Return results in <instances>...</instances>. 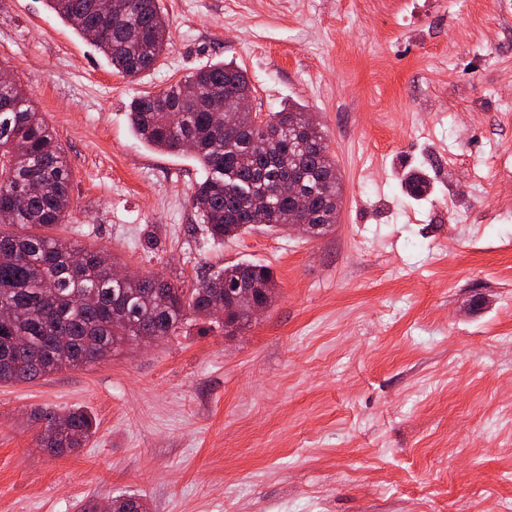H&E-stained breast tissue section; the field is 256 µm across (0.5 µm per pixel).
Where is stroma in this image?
Instances as JSON below:
<instances>
[{
	"label": "stroma",
	"instance_id": "1",
	"mask_svg": "<svg viewBox=\"0 0 512 512\" xmlns=\"http://www.w3.org/2000/svg\"><path fill=\"white\" fill-rule=\"evenodd\" d=\"M170 45L116 73L43 0H0V71L31 89L72 169L53 236L189 288L248 262L277 285L235 335L201 322L105 361L0 384V512H469L512 505L498 443L512 354V0H160ZM224 60L261 112L297 103L343 181L335 226L211 239L205 173L133 133L143 94ZM423 170L432 193L401 187ZM482 169L485 183L471 177ZM156 245L148 249L147 238ZM80 407L83 448L40 445L37 411Z\"/></svg>",
	"mask_w": 512,
	"mask_h": 512
}]
</instances>
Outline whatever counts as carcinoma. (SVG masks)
<instances>
[{"mask_svg": "<svg viewBox=\"0 0 512 512\" xmlns=\"http://www.w3.org/2000/svg\"><path fill=\"white\" fill-rule=\"evenodd\" d=\"M78 34L93 40L118 72L138 76L167 49L168 25L158 0H124L107 16L99 0H45ZM130 125L146 146L182 152L192 142L206 172L191 205L214 240L237 238L262 224L294 223L303 202L305 224L326 232L337 222L343 183L322 146L325 132L295 103L262 116L254 110L246 73L218 62L190 73L131 105ZM406 194L423 198L430 183L413 172ZM71 169L54 130L16 81L0 84V383H29L87 363L101 362L138 336H174L190 320H208L230 335L248 324L227 301V320L212 308L224 289L248 286L268 301L271 271L237 263L200 277L185 290L157 275L112 277L101 249L47 234L66 222ZM41 446L55 455L83 447L96 421L81 408L39 413ZM105 512H147L139 496L112 499Z\"/></svg>", "mask_w": 512, "mask_h": 512, "instance_id": "carcinoma-1", "label": "carcinoma"}]
</instances>
